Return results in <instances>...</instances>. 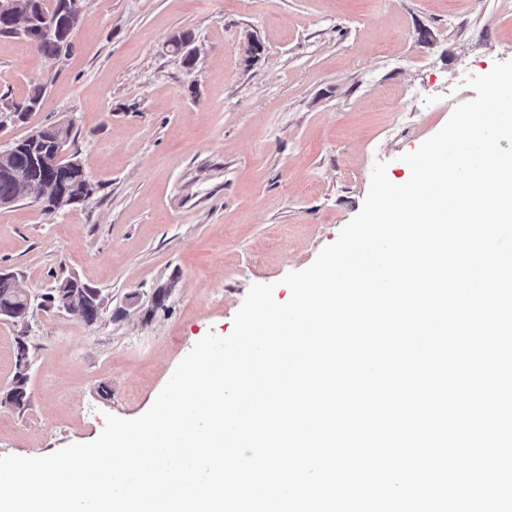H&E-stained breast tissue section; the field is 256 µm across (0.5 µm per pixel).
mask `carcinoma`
I'll use <instances>...</instances> for the list:
<instances>
[{
	"label": "carcinoma",
	"mask_w": 512,
	"mask_h": 512,
	"mask_svg": "<svg viewBox=\"0 0 512 512\" xmlns=\"http://www.w3.org/2000/svg\"><path fill=\"white\" fill-rule=\"evenodd\" d=\"M11 8L0 12V35L17 36L16 28L25 31L23 38L35 42L44 23L57 20L58 33L55 37L42 41L37 45L40 54L49 60H60L69 56L74 50L71 40L72 26L68 18L67 0H10ZM46 87L38 84L32 87L25 102L21 105L0 102V112H9L23 122L32 112L42 109L45 101ZM51 146L36 142L26 136L15 141L13 146L0 154V199L9 200L20 196L16 176H41L47 181L54 177L55 171L49 167L43 172L37 171V163L50 155ZM64 186L58 189V194H49L42 198L41 206L45 213H55L62 209L59 194L68 192L78 199H90L98 191V185L87 178L80 167L71 168L62 174ZM55 296L64 295L77 305L83 313V320L91 322L103 308L104 300L99 291L84 283L75 276L67 277L57 283ZM21 305L18 289L13 284L0 277V308L18 307Z\"/></svg>",
	"instance_id": "1"
}]
</instances>
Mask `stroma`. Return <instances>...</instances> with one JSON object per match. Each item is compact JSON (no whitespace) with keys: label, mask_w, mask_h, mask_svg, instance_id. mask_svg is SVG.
Segmentation results:
<instances>
[{"label":"stroma","mask_w":512,"mask_h":512,"mask_svg":"<svg viewBox=\"0 0 512 512\" xmlns=\"http://www.w3.org/2000/svg\"><path fill=\"white\" fill-rule=\"evenodd\" d=\"M189 31L185 65L169 38ZM73 54L46 61L0 36V96L41 111L0 131V150L55 121L101 188L53 214L0 208V269L40 295L67 276L96 288L92 324L55 310L0 320V390L19 342L29 402L0 407V456L94 440L106 415L145 413L207 333L224 337L252 284L288 301L361 210L375 161L402 154L475 98L467 77L512 60L501 0H87ZM399 100L402 113L388 111ZM45 92V85L38 84L32 87L22 105L2 103L1 97L0 112H9V114H14L18 118V121L24 122L30 113L37 112L42 109L45 101Z\"/></svg>","instance_id":"35a3bbf8"}]
</instances>
